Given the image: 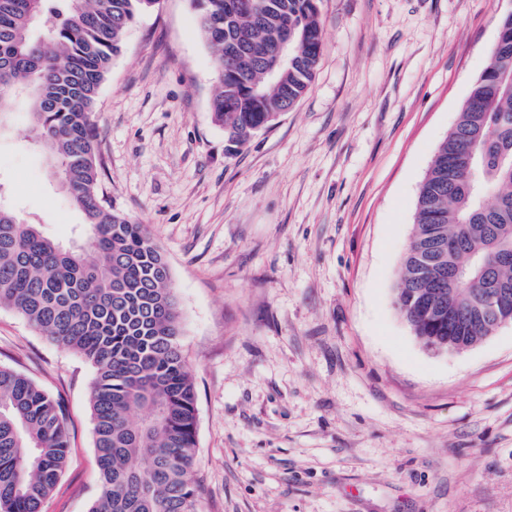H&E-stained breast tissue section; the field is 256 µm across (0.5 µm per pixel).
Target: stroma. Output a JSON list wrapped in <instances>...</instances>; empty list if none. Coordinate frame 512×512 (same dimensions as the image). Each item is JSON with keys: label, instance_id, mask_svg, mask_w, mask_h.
Instances as JSON below:
<instances>
[{"label": "stroma", "instance_id": "obj_1", "mask_svg": "<svg viewBox=\"0 0 512 512\" xmlns=\"http://www.w3.org/2000/svg\"><path fill=\"white\" fill-rule=\"evenodd\" d=\"M510 10L320 0L308 91L234 153L190 0H157L126 31L92 113L102 188L169 263L199 512H512V325L436 352L394 304L420 184ZM32 137L17 107L0 188L69 242L82 216ZM0 365L67 408L68 462L41 512H88L91 366L7 307Z\"/></svg>", "mask_w": 512, "mask_h": 512}]
</instances>
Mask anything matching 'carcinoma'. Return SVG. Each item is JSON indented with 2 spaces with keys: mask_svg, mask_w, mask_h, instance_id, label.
I'll use <instances>...</instances> for the list:
<instances>
[{
  "mask_svg": "<svg viewBox=\"0 0 512 512\" xmlns=\"http://www.w3.org/2000/svg\"><path fill=\"white\" fill-rule=\"evenodd\" d=\"M157 0H0V127L24 101L34 142L59 165L85 240L42 235L0 206V305L93 368L101 492L89 512H198L196 391L167 260L143 224L99 192V87L126 29ZM219 82L212 121L248 144L307 91L323 48L318 0H191ZM288 63L268 74L285 32ZM258 88L262 100L251 95ZM481 282L448 285L443 268ZM512 289V13L420 187L395 305L427 347L474 346L480 283ZM458 322H448V309ZM59 401L0 366V512H40L67 464Z\"/></svg>",
  "mask_w": 512,
  "mask_h": 512,
  "instance_id": "obj_1",
  "label": "carcinoma"
}]
</instances>
